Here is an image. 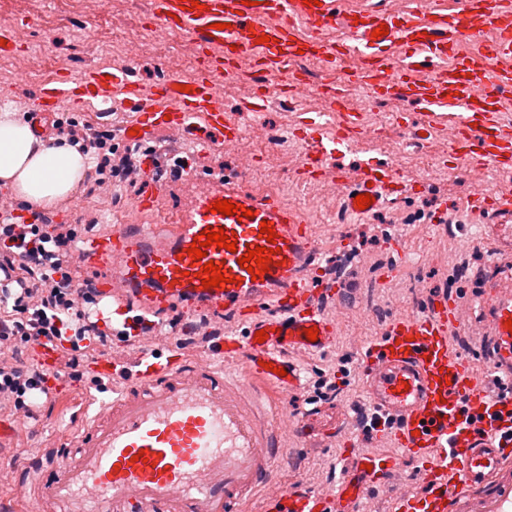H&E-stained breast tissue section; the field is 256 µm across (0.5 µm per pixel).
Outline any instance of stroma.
Instances as JSON below:
<instances>
[{"label":"stroma","instance_id":"35a3bbf8","mask_svg":"<svg viewBox=\"0 0 512 512\" xmlns=\"http://www.w3.org/2000/svg\"><path fill=\"white\" fill-rule=\"evenodd\" d=\"M15 33L19 45L27 52H40L41 66L29 77L17 78L11 63L0 55V103L18 98L35 100L41 87L52 80L59 66H67L72 76H79L89 67L133 65L137 79L151 85L160 74L187 78L195 73L191 64L164 56L149 61L139 60L136 53L141 44L172 45L177 34L151 26L148 6H139L131 12L121 30L112 27V11L100 7L86 11L84 0H0V28ZM99 34L101 50L88 55L85 48L87 30ZM239 81L227 83L223 103L227 112L236 114L248 127V143L260 157L258 166L246 176L245 186L278 197L281 202L299 206L314 217L317 237L333 234L335 244L322 250V264L341 265L349 251L367 258L360 268L359 278L364 289L366 307L379 311L381 318L397 309L421 308L422 303L407 294L408 286L421 282L435 292L450 284L449 275L456 260L452 241L444 238L432 222L435 205L447 200L452 217L460 227L470 228L471 212L467 198L474 188L463 170L443 166L448 153V142L441 132H432L426 139L430 152L408 146L409 123L414 111L406 104H398L394 112L385 105H376L381 123L376 137L357 153L337 157V167L351 169L362 159L380 163L399 161L409 181L424 185L421 194L408 196L386 207L380 213L362 221L343 220L340 202L332 197L326 185L305 183L296 174L282 170L276 160L279 150H296L297 144L288 134L296 115L292 112L269 109L251 113L240 111ZM283 138L281 146H274L273 135ZM380 320L356 328L345 327L340 338L325 352L312 355L308 368L311 376H334L339 386V397L354 400L362 396V383L357 375V355L351 351L345 338L351 334L365 337L378 335ZM104 392L95 387L90 376L67 379L65 392L55 394L45 404L38 420H25L15 428V445L19 454L0 455V505L7 512H27V504L13 495L12 477L34 454L50 442H62L80 426L82 420L95 415ZM339 448L306 449L294 447L279 457L274 473L288 481L302 478L311 488L326 487L341 476L336 463Z\"/></svg>","mask_w":512,"mask_h":512}]
</instances>
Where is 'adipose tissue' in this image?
I'll list each match as a JSON object with an SVG mask.
<instances>
[{
	"instance_id": "1",
	"label": "adipose tissue",
	"mask_w": 512,
	"mask_h": 512,
	"mask_svg": "<svg viewBox=\"0 0 512 512\" xmlns=\"http://www.w3.org/2000/svg\"><path fill=\"white\" fill-rule=\"evenodd\" d=\"M90 169L67 139L44 141L12 104L0 105V189L29 209L48 211L73 200Z\"/></svg>"
}]
</instances>
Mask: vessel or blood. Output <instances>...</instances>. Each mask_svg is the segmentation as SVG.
<instances>
[{
  "mask_svg": "<svg viewBox=\"0 0 512 512\" xmlns=\"http://www.w3.org/2000/svg\"><path fill=\"white\" fill-rule=\"evenodd\" d=\"M199 9H191V2ZM150 18L196 43L207 64L189 92L164 74L144 88L128 67L91 68L78 82L60 76L38 100L52 110L79 96L112 115L122 149L133 151L141 212L166 197L176 208L162 224L112 225L85 236L73 270L91 279L99 301L116 314L112 354L93 364L95 377L112 383L111 400L66 440L48 445L40 462L50 480L31 499L32 512H246L262 496L265 512H512V191L478 189L470 210L483 214L482 245L492 266L475 271L468 287L440 291L422 310L389 315L379 336L359 345L363 402L378 422L382 448H351L340 460L336 484L313 490L273 473L278 454L291 446L342 443L352 405L315 403L294 417L276 415L269 394H298L310 386L302 356L320 353L335 331L331 311L357 301L361 289L349 273L315 277L316 235L306 214L273 194L245 189L244 174L220 167L197 175L186 166L158 177L155 164L170 128H181L192 158L212 159L245 141V127L224 110L216 78H236L249 60L250 77L265 86L280 77L289 98L315 86L329 112L341 113L335 133L305 121L294 131L306 145L298 172L333 175L348 214L374 215L407 191L394 165L361 163L354 173L327 166L363 136L360 116L345 109L346 87L362 85L370 101L410 104L418 114L413 140L449 123L450 166H489L512 172V0H406L401 12L385 0H151ZM388 32L375 36L380 25ZM265 43H258V36ZM150 144L141 156L137 146ZM372 202L359 210L355 198ZM226 199L252 211L237 219L213 211ZM276 237H260L262 221ZM234 234L236 251L210 246L207 259L230 279L203 287L202 261L186 250L206 232ZM275 244L268 272L250 279L238 259ZM206 259V260H207ZM181 309L182 320L218 336L225 354L247 351L244 369H217L179 353L164 354L163 317ZM317 327L316 341L306 331ZM265 331L258 341L257 331ZM467 335L461 348L459 335ZM423 466L420 479L398 480L403 458ZM481 499L461 505L464 488Z\"/></svg>",
  "mask_w": 512,
  "mask_h": 512,
  "instance_id": "1",
  "label": "vessel or blood"
}]
</instances>
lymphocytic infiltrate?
Returning a JSON list of instances; mask_svg holds the SVG:
<instances>
[{
    "label": "lymphocytic infiltrate",
    "mask_w": 512,
    "mask_h": 512,
    "mask_svg": "<svg viewBox=\"0 0 512 512\" xmlns=\"http://www.w3.org/2000/svg\"><path fill=\"white\" fill-rule=\"evenodd\" d=\"M55 126L90 153L99 182H120L112 131L81 136L78 121L68 116ZM76 245L72 231L39 215L27 224L0 220V392L14 397L31 417L39 406L30 394H52L46 374L29 361L31 345L65 343L64 366L73 371L94 361L98 350L94 334L84 327L90 293L78 287L70 270Z\"/></svg>",
    "instance_id": "1"
}]
</instances>
